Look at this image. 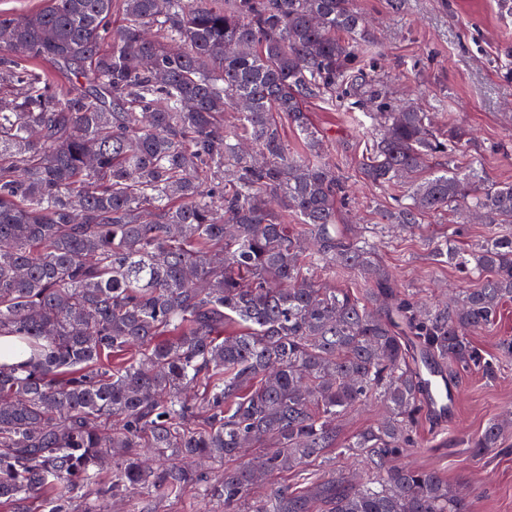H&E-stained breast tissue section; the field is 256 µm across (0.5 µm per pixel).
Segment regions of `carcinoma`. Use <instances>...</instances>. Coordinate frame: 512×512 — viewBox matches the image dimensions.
Here are the masks:
<instances>
[{"label":"carcinoma","mask_w":512,"mask_h":512,"mask_svg":"<svg viewBox=\"0 0 512 512\" xmlns=\"http://www.w3.org/2000/svg\"><path fill=\"white\" fill-rule=\"evenodd\" d=\"M367 36L354 0H46L0 13V336L29 353L0 366L1 506L107 512L134 490L156 512L195 486L238 512L259 475L331 452L364 459L372 478L277 485L254 512H469L439 472L401 459L428 414L422 366L496 377L470 336L512 298V238L466 249L440 237L432 260L482 281L420 309L342 225L347 181L306 103L339 102L382 128L360 173L411 181L388 224L460 208L511 224L512 183L457 165L461 126L364 111ZM371 400L384 421L341 436L340 419ZM502 435L492 421L469 447L480 455ZM251 447L267 452L214 480L188 464Z\"/></svg>","instance_id":"cac0c4a2"}]
</instances>
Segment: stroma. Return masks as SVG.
I'll use <instances>...</instances> for the list:
<instances>
[{
	"label": "stroma",
	"mask_w": 512,
	"mask_h": 512,
	"mask_svg": "<svg viewBox=\"0 0 512 512\" xmlns=\"http://www.w3.org/2000/svg\"><path fill=\"white\" fill-rule=\"evenodd\" d=\"M357 6L370 33L362 66L378 94L368 111L384 102L410 103L440 123L455 117L472 137L459 166L477 158L491 180L512 182V16L501 11L499 0H357ZM308 111L351 186V227L374 242L402 291L432 304L477 287L479 278L436 266L430 252L446 233L463 247L481 243L492 236L490 225L448 211L426 217L422 229L412 232L383 224L380 210L398 190L376 187L360 174L358 156L371 129L318 99L309 101ZM507 336L512 299L503 302L496 323L473 338L497 358L496 378L474 369L459 372L452 381L457 407L446 421L423 419L420 446L407 457L413 466L439 471L468 500L470 512H512V356L500 350ZM493 420L505 425L501 446L474 456L467 440Z\"/></svg>",
	"instance_id": "stroma-1"
}]
</instances>
